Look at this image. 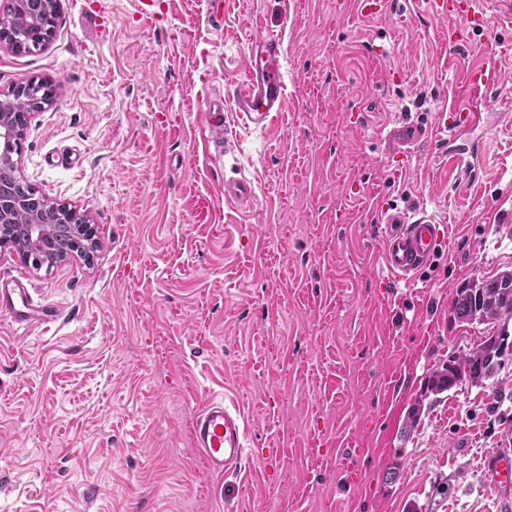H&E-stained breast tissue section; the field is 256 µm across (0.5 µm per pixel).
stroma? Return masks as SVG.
Segmentation results:
<instances>
[{"mask_svg":"<svg viewBox=\"0 0 512 512\" xmlns=\"http://www.w3.org/2000/svg\"><path fill=\"white\" fill-rule=\"evenodd\" d=\"M33 54L0 51V93L50 82L17 158L26 181L96 229L91 260L41 269L0 246L55 322L0 311V512H512L490 456L512 455V355L493 378L428 390L492 332L454 321L458 288L512 271V129H483L467 193L443 149L390 130L437 124L498 64L485 105L512 111V58L422 0H60ZM280 39L286 104L266 129L203 110L245 79L250 41ZM384 45L386 57L370 44ZM254 188L244 205L220 193ZM446 230L412 281L377 246L379 207ZM239 408L249 455L213 477L190 425ZM416 423H409L411 409ZM466 83L477 91L482 90L485 98H487L488 94L492 92L501 81L496 68L492 65H482L469 72ZM203 115L205 127L209 132L208 148L212 144L215 155L223 154L225 127L224 99L219 97L211 100ZM253 196L251 183L246 179H232L224 182V199L236 203H246Z\"/></svg>","mask_w":512,"mask_h":512,"instance_id":"stroma-1","label":"stroma"}]
</instances>
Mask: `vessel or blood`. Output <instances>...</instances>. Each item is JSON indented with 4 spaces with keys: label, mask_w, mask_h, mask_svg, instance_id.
I'll list each match as a JSON object with an SVG mask.
<instances>
[{
    "label": "vessel or blood",
    "mask_w": 512,
    "mask_h": 512,
    "mask_svg": "<svg viewBox=\"0 0 512 512\" xmlns=\"http://www.w3.org/2000/svg\"><path fill=\"white\" fill-rule=\"evenodd\" d=\"M494 16H486L481 0H428L430 12L437 16L462 19L463 24L448 30V48L457 50L474 30L495 25L501 30L512 29V0H496ZM282 49L279 39L262 37L252 42L246 58V82L235 92L232 104L240 119L256 129H264L283 111L286 87L281 72ZM466 83L483 93L492 92L500 83L496 68L482 65L472 69ZM223 99L209 102L205 112V127L209 144L215 154L224 152L225 112ZM482 116L467 106H450L440 117L434 130L406 127L402 136L409 141L436 140L438 130L448 133V162L456 173L459 187H466L481 168L482 142L475 131ZM253 195L245 179L224 183L225 200L246 203ZM440 224L428 216L406 221L401 214L390 213L380 237L384 266L394 277L410 279L429 263L443 243ZM9 309L18 325L27 327L54 321L53 307L34 304L27 287L20 279L10 278L0 285V308ZM192 438L206 468L223 477L234 473L246 457L245 424L239 409L217 399L208 400L196 415Z\"/></svg>",
    "instance_id": "1"
}]
</instances>
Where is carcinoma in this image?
<instances>
[{"label": "carcinoma", "mask_w": 512, "mask_h": 512, "mask_svg": "<svg viewBox=\"0 0 512 512\" xmlns=\"http://www.w3.org/2000/svg\"><path fill=\"white\" fill-rule=\"evenodd\" d=\"M49 15L56 16L54 7L42 3V0L30 5L10 0L0 23L6 25L12 34L23 37L34 24L44 22ZM19 98L20 94L15 91L0 98V114L4 118H9L20 108ZM16 153L14 144L6 142L0 146V187L8 188V196L13 198V206L5 216H0V226L7 228L3 237L11 246L18 247L23 243L29 225H44L48 249L40 260L42 266L49 267L72 253H91L94 250L92 245L78 249L80 235L76 225L85 223V220L37 195L19 174L13 159ZM451 314L458 322L478 321L495 324L497 328L472 351L448 359V364L434 373L431 388L437 392L450 390L467 379L473 382L488 380L502 367L508 349L504 342L512 321V274L507 272L487 280H477L457 290Z\"/></svg>", "instance_id": "cac0c4a2"}]
</instances>
